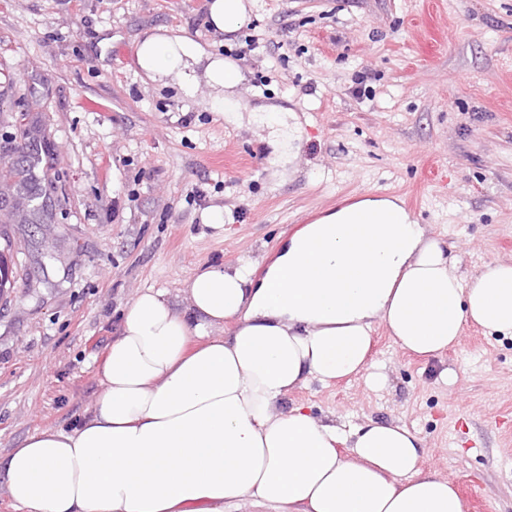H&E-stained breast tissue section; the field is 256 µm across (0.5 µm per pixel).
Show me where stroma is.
Returning <instances> with one entry per match:
<instances>
[{
  "label": "stroma",
  "mask_w": 512,
  "mask_h": 512,
  "mask_svg": "<svg viewBox=\"0 0 512 512\" xmlns=\"http://www.w3.org/2000/svg\"><path fill=\"white\" fill-rule=\"evenodd\" d=\"M238 33L204 23L206 0H0V454L89 415L98 364L142 291L188 306L199 268L264 270L318 214L368 191L400 197L464 273L512 259V0H253ZM181 30L240 62V123L136 64L144 34ZM372 93L355 96L357 72ZM273 104L295 112L299 150L271 163ZM39 158L35 193L15 169ZM222 209L221 228L206 216ZM371 362L387 377L294 390L288 404L349 425L402 420L423 466L463 512H512V338L466 327L426 361L384 325Z\"/></svg>",
  "instance_id": "obj_1"
}]
</instances>
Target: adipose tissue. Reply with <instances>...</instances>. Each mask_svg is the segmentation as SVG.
Here are the masks:
<instances>
[{
	"label": "adipose tissue",
	"instance_id": "obj_1",
	"mask_svg": "<svg viewBox=\"0 0 512 512\" xmlns=\"http://www.w3.org/2000/svg\"><path fill=\"white\" fill-rule=\"evenodd\" d=\"M207 9L223 34L249 17L247 0ZM135 56L184 95L206 81L213 106L239 121L235 63L181 32L146 33ZM184 287L186 310L150 288L125 307L86 418L0 458L18 512H230L242 500L272 512H463L401 421L349 430L282 404L313 381L362 374L383 387L367 365L379 323L428 360L470 325L512 337V261L463 274L398 198L368 192L297 230L262 277L249 263L210 265Z\"/></svg>",
	"mask_w": 512,
	"mask_h": 512
}]
</instances>
